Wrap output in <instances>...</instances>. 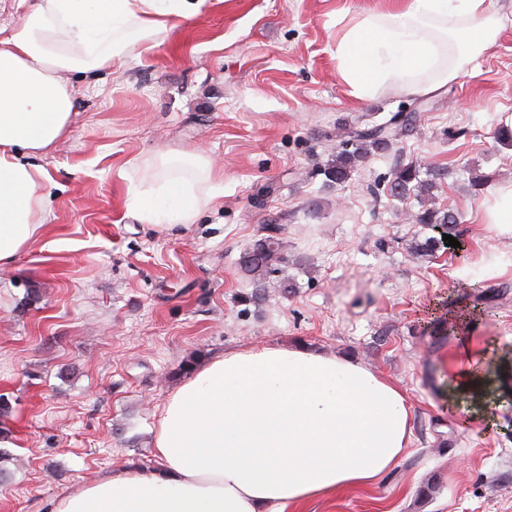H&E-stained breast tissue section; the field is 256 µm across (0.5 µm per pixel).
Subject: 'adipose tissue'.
I'll use <instances>...</instances> for the list:
<instances>
[{
	"mask_svg": "<svg viewBox=\"0 0 512 512\" xmlns=\"http://www.w3.org/2000/svg\"><path fill=\"white\" fill-rule=\"evenodd\" d=\"M204 2L37 0L21 23L0 26V269L51 220L41 160L72 122L66 73H97ZM498 32L488 0H394L344 28L336 60L357 100L391 83L426 94L463 77ZM156 164L154 182L127 201L147 223L191 220L224 192L188 176H212L203 156L164 151ZM445 369L444 399L467 400L482 419L492 394L512 393V360H491L474 337L456 338ZM410 423L405 394L358 360L297 345L228 351L166 398L153 466L102 476L55 512H289L377 483L404 456Z\"/></svg>",
	"mask_w": 512,
	"mask_h": 512,
	"instance_id": "ef3b65f1",
	"label": "adipose tissue"
}]
</instances>
